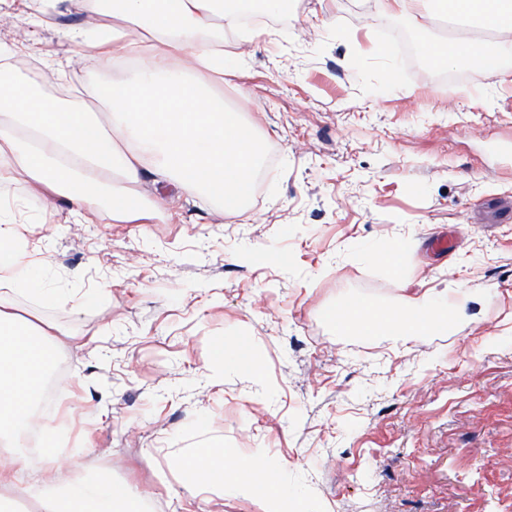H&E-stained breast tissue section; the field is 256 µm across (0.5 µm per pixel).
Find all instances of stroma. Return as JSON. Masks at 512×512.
Returning a JSON list of instances; mask_svg holds the SVG:
<instances>
[{
	"label": "stroma",
	"instance_id": "35a3bbf8",
	"mask_svg": "<svg viewBox=\"0 0 512 512\" xmlns=\"http://www.w3.org/2000/svg\"><path fill=\"white\" fill-rule=\"evenodd\" d=\"M92 2L0 0V48L43 96L99 112L127 65L77 60ZM260 29L242 48L225 24L240 61L211 83L275 152L241 210L147 171L137 210L80 220L73 195L0 168L17 246L65 296H9L52 336L64 461L151 512H263L187 490L202 448L283 463L317 512H512V63L433 65L435 24L390 0H291ZM399 241L400 273L365 254ZM430 288L459 290L474 321L396 344L324 316ZM237 339L260 373L215 372L214 344Z\"/></svg>",
	"mask_w": 512,
	"mask_h": 512
}]
</instances>
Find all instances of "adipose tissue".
I'll return each mask as SVG.
<instances>
[{
  "mask_svg": "<svg viewBox=\"0 0 512 512\" xmlns=\"http://www.w3.org/2000/svg\"><path fill=\"white\" fill-rule=\"evenodd\" d=\"M240 0H106L113 17L134 19L161 45L175 49L182 62L170 71L163 58L140 54L136 41L120 31L93 41L77 39L78 53L101 65L122 58L130 67L125 80L110 86L105 98L112 111V130L103 132L92 113L65 107L38 95L11 75L9 56L0 54V152L38 184L55 192L87 190L88 205L108 201L119 214L129 203L143 169L186 196L206 195L217 201L251 185L262 145L237 112L225 108L195 78L204 69L224 73L221 17L235 15ZM412 21L420 23L451 13L476 29L475 38L431 41L425 54L435 64L497 66L512 58V0H393ZM13 221L0 212V286L25 295L49 297L41 269L28 266L22 251L11 245ZM337 328L358 336H433L447 333V293L428 290L401 309L353 300L332 310ZM51 363L43 334L19 323L0 298V446L11 449L0 461V484L13 493L37 499L47 512H146L147 504L125 485L104 476L71 478L55 459L54 433H46L43 453L49 465L35 482L19 481L27 464L18 448L38 418L35 400ZM187 487L218 486L228 492L248 491L266 512H311L288 480L287 468L274 460L246 458L224 462L223 451L201 449L182 466Z\"/></svg>",
  "mask_w": 512,
  "mask_h": 512,
  "instance_id": "1",
  "label": "adipose tissue"
}]
</instances>
